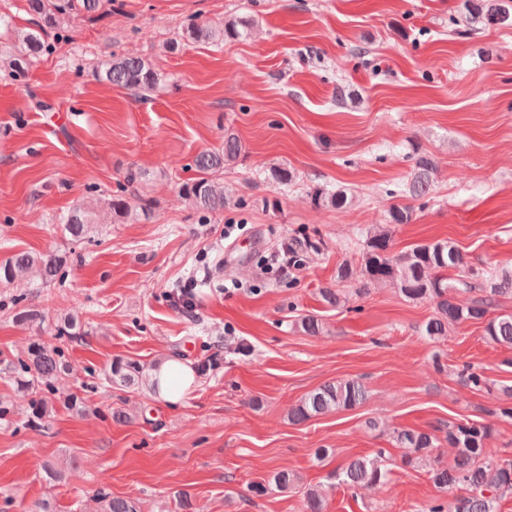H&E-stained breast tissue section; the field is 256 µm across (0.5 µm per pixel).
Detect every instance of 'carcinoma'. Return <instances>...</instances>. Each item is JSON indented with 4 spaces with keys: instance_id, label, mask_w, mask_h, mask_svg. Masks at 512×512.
Returning <instances> with one entry per match:
<instances>
[{
    "instance_id": "carcinoma-1",
    "label": "carcinoma",
    "mask_w": 512,
    "mask_h": 512,
    "mask_svg": "<svg viewBox=\"0 0 512 512\" xmlns=\"http://www.w3.org/2000/svg\"><path fill=\"white\" fill-rule=\"evenodd\" d=\"M33 16V28L24 36L25 54L6 61L9 75L22 81L29 67L45 49L44 37L54 28L60 17L84 11L100 18L112 12L113 0H26ZM477 17L488 24H503L512 17V0H468ZM254 21L235 17L222 27L199 24L195 19L182 28L180 39L190 43L222 44L249 36ZM98 77L113 85L148 97L159 86V75L142 58L116 54L103 61ZM242 155V143L233 132L224 133V143L196 155L194 166L198 177L187 182L183 190L192 204L204 212H217L231 203L232 197L224 190L220 176L224 168L234 165ZM437 164L431 155L417 153L414 170L406 190L391 192L394 202L387 209V223L366 231L363 249L359 253L360 268L350 263L339 265L336 281L348 282L360 278L358 292L369 290L373 284H389L398 289L409 302L428 301L434 314L420 328L421 335L439 340L448 335V328L465 322L484 324V338L490 344L512 348V314L491 315L498 297L512 295V270H486L472 266L460 249L449 240L418 243L395 252L393 234L400 224L413 221L414 208L407 200L426 197L434 186ZM315 206H331L343 210L350 206L352 197L344 190H315L311 195ZM114 214L124 220L137 217V211L149 212L152 206L141 200L133 210L127 198L117 195L108 201ZM91 212L83 206L73 208L64 217L65 230L79 241L83 239ZM63 260L54 253L32 255L26 251L15 253L0 263V285L11 283L18 275L37 268L43 281L52 280ZM70 365L60 347L51 343H33L26 358L21 361L16 386L22 390L52 387L59 377L68 374ZM150 376V368L135 361L116 359L106 375L115 387L130 388ZM466 385L480 390L488 386V379L469 368L460 373ZM367 391L355 378L327 382L307 394L290 411V419L305 422L315 416L347 409L363 403ZM48 402L34 398L29 406V422L41 423L48 416ZM492 435L490 426L480 421H440L428 430L395 427L390 437L395 447L403 449L402 463L412 469H422L433 485L448 493V504L434 503L427 512H497L500 499L512 494V460L496 459L486 453V444ZM447 441L455 450L454 464H442L436 449ZM385 449L368 459L354 458L339 464L328 473V478L339 485L359 490L373 487L388 479L390 470L384 464ZM325 501L321 491L308 488L303 491L304 512H324ZM106 512H140L139 503L131 498L111 497Z\"/></svg>"
}]
</instances>
